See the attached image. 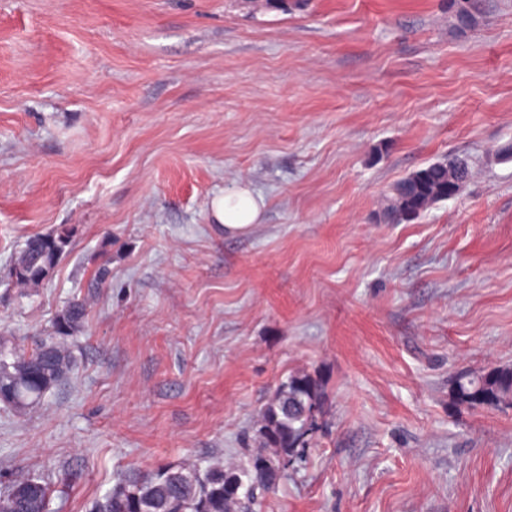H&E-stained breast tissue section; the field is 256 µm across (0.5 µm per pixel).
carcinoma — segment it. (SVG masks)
<instances>
[{
  "instance_id": "carcinoma-1",
  "label": "carcinoma",
  "mask_w": 512,
  "mask_h": 512,
  "mask_svg": "<svg viewBox=\"0 0 512 512\" xmlns=\"http://www.w3.org/2000/svg\"><path fill=\"white\" fill-rule=\"evenodd\" d=\"M471 175L466 159L450 154L397 182L384 209L388 224L418 217L433 203L455 195ZM70 244L60 226L27 241L11 268L15 282L42 283ZM87 306L74 300L53 323L54 336L30 349L0 339V403L17 410L39 404L72 370L74 359L62 339L80 331ZM454 394L471 406L512 400V369L461 374ZM322 385L308 374L280 384L261 410L259 447L242 465L162 467L120 475L112 489L92 501L89 512H254L258 495L288 477V464L301 458L323 413ZM51 488L39 475L16 479L0 496V512H50Z\"/></svg>"
}]
</instances>
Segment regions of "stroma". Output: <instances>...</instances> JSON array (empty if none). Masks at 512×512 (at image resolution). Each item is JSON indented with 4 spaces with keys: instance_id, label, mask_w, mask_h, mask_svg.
I'll use <instances>...</instances> for the list:
<instances>
[{
    "instance_id": "35a3bbf8",
    "label": "stroma",
    "mask_w": 512,
    "mask_h": 512,
    "mask_svg": "<svg viewBox=\"0 0 512 512\" xmlns=\"http://www.w3.org/2000/svg\"><path fill=\"white\" fill-rule=\"evenodd\" d=\"M452 2L0 0V336L88 309L68 377L0 406V493L41 473L86 512L130 468L238 464L306 373L324 413L261 512H512V404L453 392L512 368V0ZM451 154L457 194L385 223ZM240 184L261 219L228 235ZM471 175L466 159L448 155L397 182L384 209L388 224H401L418 217L433 203L455 195ZM214 217L224 231L241 233L247 231L258 220L260 207L247 189H238L217 196L212 201ZM70 244V230L60 226L27 241L11 268L15 282L36 286L42 283Z\"/></svg>"
}]
</instances>
